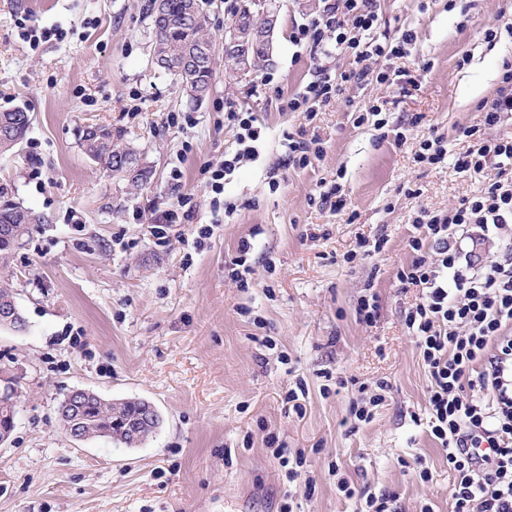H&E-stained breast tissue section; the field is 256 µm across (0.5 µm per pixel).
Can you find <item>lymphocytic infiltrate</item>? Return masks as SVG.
<instances>
[{
  "label": "lymphocytic infiltrate",
  "mask_w": 512,
  "mask_h": 512,
  "mask_svg": "<svg viewBox=\"0 0 512 512\" xmlns=\"http://www.w3.org/2000/svg\"><path fill=\"white\" fill-rule=\"evenodd\" d=\"M321 2L318 14L291 33L317 66L303 90L288 98V111L314 120L339 98L346 81L372 77L381 84L416 86L411 71L388 65L409 56L414 35L406 31L395 42H380V0ZM339 50L361 64L342 79L327 64ZM379 59L383 67L369 69V61ZM225 117L237 128L235 144L221 164L205 169L216 197L224 193L226 176L256 159L263 143L254 113L231 109ZM461 134L471 140L463 153L449 157L442 137L433 136L420 142L414 162L432 168L450 162L472 177L492 167L497 177L451 209L417 213L416 233L407 241L412 259L397 279L402 289L418 294L404 325L428 373L429 433L455 474L453 512H512V248L477 263L458 246L465 238L499 237L512 226V139H487L472 127ZM169 181L179 191L176 203L149 219L160 239L172 225L192 223L199 208L194 195L181 190L180 166L171 168Z\"/></svg>",
  "instance_id": "f902f5d3"
}]
</instances>
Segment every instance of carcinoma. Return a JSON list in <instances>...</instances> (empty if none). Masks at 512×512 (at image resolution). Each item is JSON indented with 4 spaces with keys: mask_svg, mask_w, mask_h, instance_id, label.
I'll list each match as a JSON object with an SVG mask.
<instances>
[{
    "mask_svg": "<svg viewBox=\"0 0 512 512\" xmlns=\"http://www.w3.org/2000/svg\"><path fill=\"white\" fill-rule=\"evenodd\" d=\"M204 0H194V14H187L189 0H163L156 9L155 0H149L146 19L155 34L153 56L157 67L172 76L186 94L187 101L199 105L208 95L214 79L213 57L199 64L182 65V60L200 49L211 50L212 41L204 33ZM245 55L253 70L272 65L271 42L250 45L225 52V60L237 66ZM31 124L29 113L17 108L0 112V154L12 151L21 143ZM121 133H112L106 126H89L82 130L81 146L84 153L114 176L139 187L150 179V167L143 164L140 154L131 145L121 143ZM7 188L0 186V266L10 262L15 245L30 235L32 226L41 223V217L31 210L6 198ZM14 333L27 331L26 318L20 310H11L8 318H0V328ZM18 376L10 370H0V427H8L12 413L18 411L16 400ZM145 401L125 399L117 409L101 402L93 395L83 396L80 406L82 431L103 438L116 446L138 448L156 434L157 425L143 418Z\"/></svg>",
    "mask_w": 512,
    "mask_h": 512,
    "instance_id": "obj_1",
    "label": "carcinoma"
}]
</instances>
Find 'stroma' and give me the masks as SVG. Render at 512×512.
<instances>
[{
    "mask_svg": "<svg viewBox=\"0 0 512 512\" xmlns=\"http://www.w3.org/2000/svg\"><path fill=\"white\" fill-rule=\"evenodd\" d=\"M145 2L0 0V111L23 107L33 117L25 140L0 154V185L43 218L0 269V285L28 322L23 334L0 329V366L21 377L16 427L0 445V512H279L287 501L293 512H358L359 501L336 489V467L357 488L397 493L398 512H452L445 453L412 420L425 413L429 381L403 324L416 293L400 288L396 272L411 260L415 212L450 209L496 175L434 170L413 154L433 132L449 155L467 149L461 128L480 124V103L512 62V37L490 45L483 34L512 24V0H380L379 36H416L401 65L416 73L418 89L349 82L310 124L280 105L311 79L313 61L289 34L319 12L320 0H275L267 85L259 72H226L225 24L241 0H214V81L196 106L150 64ZM20 14L67 36L31 51L18 36ZM372 105L389 131L355 124ZM230 106L255 112L264 146L227 176L224 197L238 208L218 218L202 169L235 139L224 118ZM415 115L419 123L396 144L393 126ZM95 124L122 131L138 149L153 170L145 187L85 155L79 134ZM302 128L318 136L323 155L285 169L270 190L284 133ZM176 163L199 210L195 223L159 239L142 218L172 201ZM337 181L347 204L336 213L319 194ZM210 222L213 235L194 248L197 225ZM373 236L387 240L380 254L344 261ZM243 239L252 245L247 288L229 275ZM368 289L380 304L371 327L354 314ZM300 378L308 394L297 415L285 396ZM379 380L390 386L386 402L352 429L350 403ZM75 389L148 400L163 424L138 448L75 442L56 412ZM271 432L288 450H304L314 493L288 485L265 446ZM418 458L431 481L414 476Z\"/></svg>",
    "mask_w": 512,
    "mask_h": 512,
    "instance_id": "stroma-1",
    "label": "stroma"
}]
</instances>
